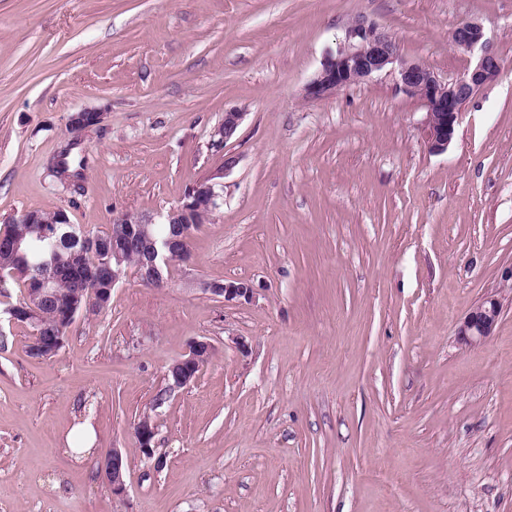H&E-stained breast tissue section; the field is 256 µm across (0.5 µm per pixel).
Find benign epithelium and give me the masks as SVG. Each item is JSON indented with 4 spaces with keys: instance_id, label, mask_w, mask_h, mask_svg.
Returning a JSON list of instances; mask_svg holds the SVG:
<instances>
[{
    "instance_id": "obj_1",
    "label": "benign epithelium",
    "mask_w": 512,
    "mask_h": 512,
    "mask_svg": "<svg viewBox=\"0 0 512 512\" xmlns=\"http://www.w3.org/2000/svg\"><path fill=\"white\" fill-rule=\"evenodd\" d=\"M451 42L459 49L475 55L473 66L455 78H444L428 64L402 56L396 39L374 21L354 19L345 28L344 36L336 48L325 53L320 67L302 89V97L308 101L329 99L338 92L379 75H393L399 89L420 102L425 116L422 122L425 145L433 153L446 151L451 144L459 118L466 104L484 86L496 79L501 62L490 46L482 22L470 19L458 23L450 33ZM244 113L230 109L224 113V121L215 128L213 145L219 147L237 132ZM106 113L96 109H84L69 116L72 129H86L102 124ZM221 173L196 182L188 190L182 202L169 210L166 224H209L219 208L217 179ZM153 218L140 212H125L113 219V252L121 249H138L144 265L151 271L171 268L177 256L190 243L193 230L162 242L145 240L146 227ZM61 277L59 269L50 266L41 280L37 296L42 300L55 299L53 286ZM202 291L224 302L256 299L257 289L237 281H211L204 283ZM502 314V304L495 296H488L474 306L457 327L458 340L465 345L486 341L492 334ZM216 353L213 344L197 340L175 365L186 367L181 381L172 389H181L193 382L197 371ZM156 427L150 416L144 415L138 423L137 437L147 459L154 457L153 441ZM120 448H114L106 456L103 467L112 471V496L124 499L127 492L126 472L122 468Z\"/></svg>"
}]
</instances>
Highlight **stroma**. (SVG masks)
I'll return each instance as SVG.
<instances>
[{"label": "stroma", "mask_w": 512, "mask_h": 512, "mask_svg": "<svg viewBox=\"0 0 512 512\" xmlns=\"http://www.w3.org/2000/svg\"><path fill=\"white\" fill-rule=\"evenodd\" d=\"M358 17L450 78L471 59L451 30L483 21L501 72L446 152L394 76L303 99ZM85 108L105 123L72 132ZM66 152L78 176L53 171ZM219 169L191 265L160 287L129 271L52 358L0 291V512H512V0H0V227L157 217ZM224 279L260 294L201 289ZM489 295L493 336L459 345ZM196 339L215 356L153 407ZM113 448L121 501L98 475ZM244 118L243 112L230 109L224 113V121L215 128L213 137V146L219 147L230 140L237 132ZM203 292L215 299L226 302L246 301L250 302L256 299L257 288L244 282L237 281H211L204 283ZM134 434L137 440V437L141 443V450L143 455L147 457L148 460H151L154 457L153 452V441L156 434V427L152 422L149 415H144L141 417V421L138 423V428L136 432V424L134 426ZM137 434V436H136ZM138 443V440H137ZM123 455L122 449L113 448L103 464V468L112 470V496L118 500H123L127 492L126 472L122 468Z\"/></svg>", "instance_id": "stroma-1"}]
</instances>
